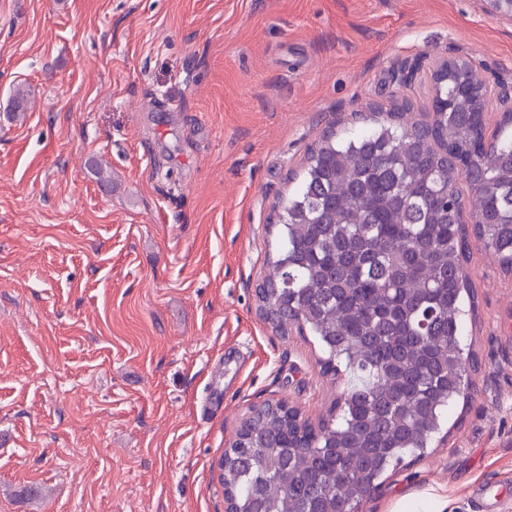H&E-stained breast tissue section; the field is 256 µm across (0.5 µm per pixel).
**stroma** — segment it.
Returning a JSON list of instances; mask_svg holds the SVG:
<instances>
[{
  "label": "stroma",
  "mask_w": 512,
  "mask_h": 512,
  "mask_svg": "<svg viewBox=\"0 0 512 512\" xmlns=\"http://www.w3.org/2000/svg\"><path fill=\"white\" fill-rule=\"evenodd\" d=\"M446 55L512 96L474 0H0V512H224L251 406L328 416L320 343L258 308L272 216L326 131H371L352 113L429 121ZM467 272L469 394L362 512H512V274L477 241Z\"/></svg>",
  "instance_id": "stroma-1"
}]
</instances>
